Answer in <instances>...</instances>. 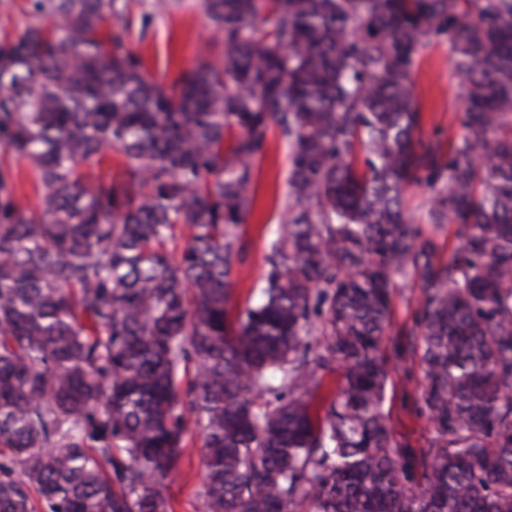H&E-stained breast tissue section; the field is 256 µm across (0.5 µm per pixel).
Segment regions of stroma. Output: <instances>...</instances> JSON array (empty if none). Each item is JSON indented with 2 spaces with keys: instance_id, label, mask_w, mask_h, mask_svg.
Here are the masks:
<instances>
[{
  "instance_id": "obj_1",
  "label": "stroma",
  "mask_w": 512,
  "mask_h": 512,
  "mask_svg": "<svg viewBox=\"0 0 512 512\" xmlns=\"http://www.w3.org/2000/svg\"><path fill=\"white\" fill-rule=\"evenodd\" d=\"M157 0H128L133 22L148 18L146 39L131 37L129 46L139 54L150 76L161 82L172 81L180 71L193 68L204 58L206 44L215 33L200 0H179L164 11L155 8ZM415 91L422 112L420 137L429 142L459 137L458 114L464 105V89L455 72L453 54L445 45L425 50L415 70ZM288 147L271 137L268 149L255 169L257 201L241 228L244 261L235 268V300L245 303L251 289L260 287L265 273L264 257L276 237L279 214L288 202ZM421 377L418 365L398 364L387 388L386 410L398 441L418 448L430 435L425 419L414 412ZM180 470L168 481L165 495L172 512H206L202 439L197 431L183 438Z\"/></svg>"
}]
</instances>
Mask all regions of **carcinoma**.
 I'll return each instance as SVG.
<instances>
[{
    "label": "carcinoma",
    "mask_w": 512,
    "mask_h": 512,
    "mask_svg": "<svg viewBox=\"0 0 512 512\" xmlns=\"http://www.w3.org/2000/svg\"><path fill=\"white\" fill-rule=\"evenodd\" d=\"M202 9L217 59L168 84L119 0H32L0 43V154L40 197L0 167V512H168L191 427L206 512H512V0ZM441 42L463 134L424 144L413 71ZM272 133L288 204L237 311ZM110 150L120 174L85 178ZM423 219L459 240L447 263ZM392 358L422 370V448L385 411ZM13 175L15 177L16 192L19 200L28 207L38 206L39 197L35 192L27 173L24 170L18 172L14 169ZM418 288H415L411 277L404 282H399V288L393 298L392 336L400 330L404 323L410 321L412 311L415 307V296Z\"/></svg>",
    "instance_id": "carcinoma-1"
}]
</instances>
